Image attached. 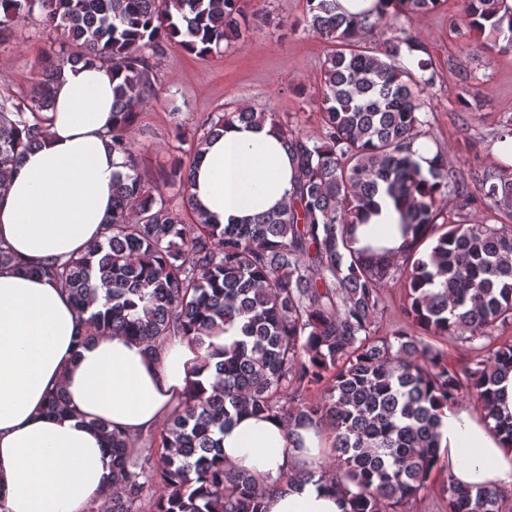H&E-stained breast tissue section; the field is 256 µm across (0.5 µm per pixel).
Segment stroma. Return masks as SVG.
<instances>
[{
    "mask_svg": "<svg viewBox=\"0 0 512 512\" xmlns=\"http://www.w3.org/2000/svg\"><path fill=\"white\" fill-rule=\"evenodd\" d=\"M460 4L443 0L439 8L414 20L413 31L440 74L430 97V135L447 150L451 166L465 180L468 161H503L495 135L500 123L512 117V51L487 55L478 51L473 39L455 36L450 24ZM244 8L265 13L268 24L206 57L175 47L158 60V95L144 107L132 134L143 148L141 170L147 178L162 177L180 157L172 136L179 119L191 129L208 113L250 106L278 113L307 135L319 136L318 74L331 45L297 29L306 0H244ZM44 45V39L29 31L0 46V92L18 95L26 90L37 74ZM464 85L477 93L480 117L457 104L456 94Z\"/></svg>",
    "mask_w": 512,
    "mask_h": 512,
    "instance_id": "35a3bbf8",
    "label": "stroma"
}]
</instances>
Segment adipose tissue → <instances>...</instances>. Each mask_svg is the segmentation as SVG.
Here are the masks:
<instances>
[{
    "label": "adipose tissue",
    "mask_w": 512,
    "mask_h": 512,
    "mask_svg": "<svg viewBox=\"0 0 512 512\" xmlns=\"http://www.w3.org/2000/svg\"><path fill=\"white\" fill-rule=\"evenodd\" d=\"M49 134L0 186V243L14 256L0 265V512H88L112 491V461L96 421L130 435L158 429L190 382L211 384L198 370L199 349L177 337L158 353L120 334L85 331L68 293L36 274L46 260L88 252L112 215V175L122 158L107 136L112 79L100 64L65 67L48 114ZM297 172L271 124L227 126L194 169L193 192L212 223L230 224L288 204ZM359 228L360 245L390 250L403 243L401 214L386 193ZM64 392L65 415L46 413ZM328 426L301 430L295 444L276 418L243 413L225 427L224 464L260 480L315 467ZM440 464L473 488L512 487V449L490 430L482 410L443 411ZM263 512H350L320 485L279 484Z\"/></svg>",
    "instance_id": "ef3b65f1"
}]
</instances>
